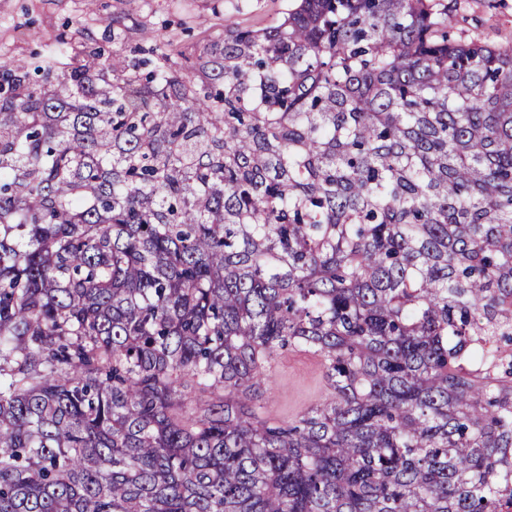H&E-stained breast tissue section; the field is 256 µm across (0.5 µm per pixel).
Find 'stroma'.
<instances>
[{"label":"stroma","mask_w":512,"mask_h":512,"mask_svg":"<svg viewBox=\"0 0 512 512\" xmlns=\"http://www.w3.org/2000/svg\"><path fill=\"white\" fill-rule=\"evenodd\" d=\"M453 27L466 41L512 43V0H456ZM294 0H0V63L29 57L64 39L69 50L97 42L112 44V21L126 28L134 47L141 28L151 30L162 49L194 56L198 47L224 36L225 20L263 27L282 19ZM327 390L314 354L294 349L270 362L259 391L264 417L291 421L314 406Z\"/></svg>","instance_id":"stroma-1"}]
</instances>
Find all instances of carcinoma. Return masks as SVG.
Wrapping results in <instances>:
<instances>
[{
	"label": "carcinoma",
	"mask_w": 512,
	"mask_h": 512,
	"mask_svg": "<svg viewBox=\"0 0 512 512\" xmlns=\"http://www.w3.org/2000/svg\"><path fill=\"white\" fill-rule=\"evenodd\" d=\"M448 16L0 64V512H498L512 46ZM286 347L328 383L289 424ZM260 387L259 403L264 417L291 421L314 406L327 390L324 369L314 354L294 349L270 361Z\"/></svg>",
	"instance_id": "cac0c4a2"
}]
</instances>
